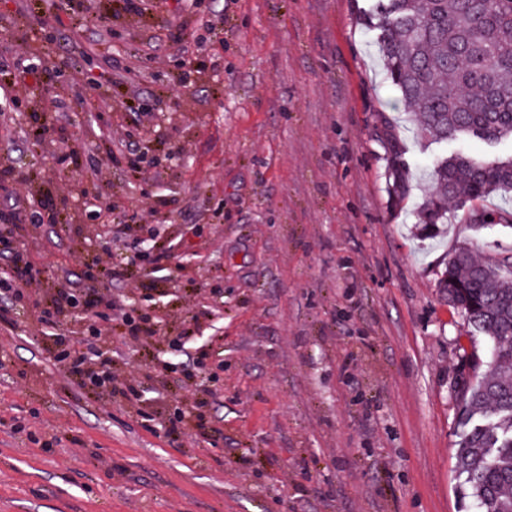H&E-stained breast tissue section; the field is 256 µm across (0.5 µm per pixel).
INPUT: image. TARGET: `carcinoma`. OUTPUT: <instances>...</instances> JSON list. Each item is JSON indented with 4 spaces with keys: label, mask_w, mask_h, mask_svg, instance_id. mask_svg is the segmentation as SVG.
<instances>
[{
    "label": "carcinoma",
    "mask_w": 512,
    "mask_h": 512,
    "mask_svg": "<svg viewBox=\"0 0 512 512\" xmlns=\"http://www.w3.org/2000/svg\"><path fill=\"white\" fill-rule=\"evenodd\" d=\"M378 52L399 100L418 112L420 138L441 142L474 137L490 145L512 139V0H386L371 18ZM390 190L410 195L404 150L384 127ZM435 191L420 220L435 231L452 223L451 207L512 194V155L488 162L462 151L431 164ZM512 228L501 209L477 225ZM448 303L492 343L489 361L475 357L461 388L457 449L461 489L479 512H512V250L494 264L461 250L441 276ZM488 371L479 374L482 364Z\"/></svg>",
    "instance_id": "cac0c4a2"
}]
</instances>
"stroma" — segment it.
Returning <instances> with one entry per match:
<instances>
[{
	"label": "stroma",
	"mask_w": 512,
	"mask_h": 512,
	"mask_svg": "<svg viewBox=\"0 0 512 512\" xmlns=\"http://www.w3.org/2000/svg\"><path fill=\"white\" fill-rule=\"evenodd\" d=\"M83 2L109 28H75L56 0H0V165L61 217L0 223V280L18 252L41 295L85 288L117 250L132 277L100 293L161 323L143 348L112 338L113 375L143 377L130 403L58 361L70 316L15 309L0 330V512H475L457 492L455 385L488 344L438 282L458 249L497 262L512 230L476 229L463 208L424 239L415 211L435 155L512 144L420 139L364 23L375 0ZM36 87L62 101L49 120L84 142L77 163L12 120L38 110ZM385 120L406 148L401 201ZM127 135L153 147L146 179L107 160ZM111 224L127 225L121 242ZM158 251L156 272L144 255ZM200 413L206 439L188 430Z\"/></svg>",
	"instance_id": "35a3bbf8"
}]
</instances>
